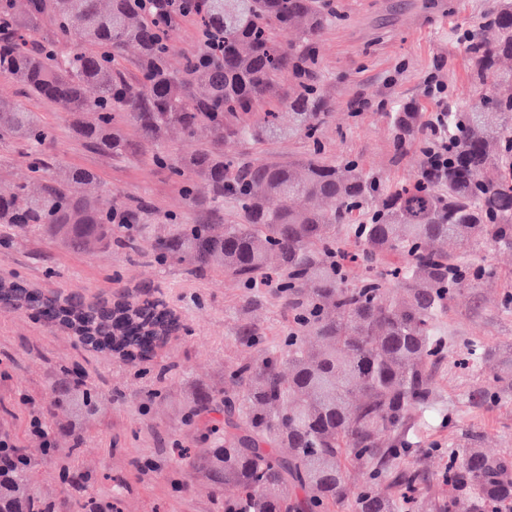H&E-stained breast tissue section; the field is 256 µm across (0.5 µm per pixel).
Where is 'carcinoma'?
<instances>
[{
	"label": "carcinoma",
	"instance_id": "obj_1",
	"mask_svg": "<svg viewBox=\"0 0 512 512\" xmlns=\"http://www.w3.org/2000/svg\"><path fill=\"white\" fill-rule=\"evenodd\" d=\"M0 78L49 100L68 115L75 134L104 154L127 157L138 145L171 170L183 194L201 203L198 183L217 206L235 202L231 224H186L140 201L112 204L97 194L93 172L49 173L39 154L49 132L31 112L0 99V133L30 147L29 182L0 187V225L45 232L70 249L138 254L160 266L177 263L204 277L222 269L244 288L266 285L288 309V334L257 359L229 367L220 445L187 463L213 491L236 489L224 512H405L428 483L407 465L416 428L437 410L438 368L453 359L443 329L448 302L472 288L483 270L467 257L492 245L512 248V0H497L465 37L474 97L448 112V168L399 186L353 160L329 161L319 139L327 112L316 80L313 44L336 19L330 0H0ZM193 19L199 45L170 67L177 19ZM48 20L57 39L36 38ZM297 34L293 43L275 31ZM72 47L60 50V43ZM137 50V83L120 67ZM289 76L293 87L263 112L254 108ZM289 112L283 128L279 113ZM395 149H427L418 113H387ZM210 145L184 154L168 135ZM298 133L312 141L302 162L236 163L224 140L261 142ZM274 199L292 201L275 208ZM28 308L75 331L85 345L112 344L117 311L106 302L45 295L21 280L0 283V309ZM126 343L146 355L150 327L171 323L145 300ZM506 376L478 392L495 396ZM201 392L187 416L213 411ZM17 466L0 476L7 512H53L31 492L30 459L13 448ZM512 502V458L480 448L448 449V501L435 512H489Z\"/></svg>",
	"mask_w": 512,
	"mask_h": 512
}]
</instances>
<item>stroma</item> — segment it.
Here are the masks:
<instances>
[{
  "label": "stroma",
  "instance_id": "35a3bbf8",
  "mask_svg": "<svg viewBox=\"0 0 512 512\" xmlns=\"http://www.w3.org/2000/svg\"><path fill=\"white\" fill-rule=\"evenodd\" d=\"M335 23L317 43L318 80L327 105L321 138L329 160H356L363 169L399 184L417 176L421 157L394 150L387 113L413 105L429 119L434 100L426 81L439 75L448 86L449 108L464 110L473 90L469 60L460 35L482 21L495 0H332ZM36 113L50 130L45 146L61 168L93 170L98 192L108 201L147 199L155 212L177 213L186 223L224 224L235 215L232 202L189 208L180 183L150 161L151 148L116 158L98 152L72 132L56 104L25 96L0 79V95ZM308 150L300 136L266 142L228 143L226 154L254 162L295 163ZM485 270L478 287L457 293L449 303L445 331L454 345L452 365L437 375L439 404L448 420L431 418L410 461L425 468L426 496H443L448 451L460 447L462 427L477 433V447L512 456V386L489 403L469 401L468 393L489 374L512 371V249L473 253ZM20 277L31 287L89 301L135 302L156 299L179 319L177 331L160 340L150 358L129 360L125 353L83 345L66 328L30 312L0 313V432L26 449L33 467L34 494L55 512H82L86 502L112 503L116 512H224L223 493H212L202 479L185 475L174 486L170 467L181 450L204 448L202 427L186 423V403L197 388L223 398L225 374L244 355L259 357L288 331V316L271 294L253 296L229 275L203 278L183 266H160L151 258L106 250L85 255L38 232H18L0 246V278ZM255 330L259 342L244 351L239 336ZM489 352L477 363L470 347ZM73 370L99 401L96 415L60 409L56 400L61 367ZM163 383H156L160 369ZM160 386V397L146 394ZM52 432L56 452L46 455L28 432L32 415Z\"/></svg>",
  "mask_w": 512,
  "mask_h": 512
}]
</instances>
